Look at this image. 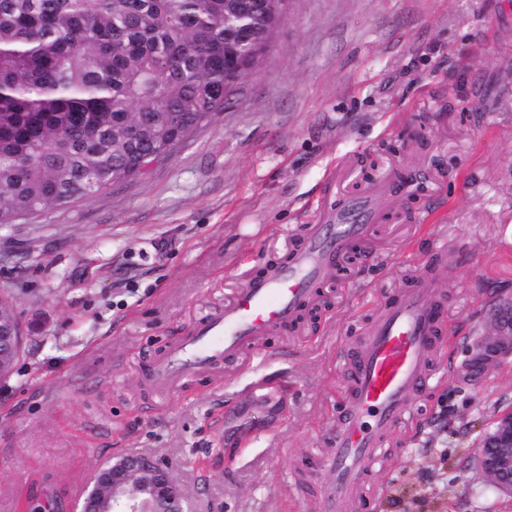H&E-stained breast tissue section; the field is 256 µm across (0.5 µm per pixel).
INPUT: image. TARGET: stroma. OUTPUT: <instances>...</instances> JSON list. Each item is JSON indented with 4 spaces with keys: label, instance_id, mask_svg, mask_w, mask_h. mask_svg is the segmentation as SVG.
Returning <instances> with one entry per match:
<instances>
[{
    "label": "stroma",
    "instance_id": "1",
    "mask_svg": "<svg viewBox=\"0 0 512 512\" xmlns=\"http://www.w3.org/2000/svg\"><path fill=\"white\" fill-rule=\"evenodd\" d=\"M383 188L297 329L154 392L143 364L281 260L319 200ZM434 275L453 338L356 512H512L477 449L512 412V355L473 372L512 302V0H287L269 52L145 174L0 231V294L32 326L0 379V512L139 452L189 512H319L342 364L386 299Z\"/></svg>",
    "mask_w": 512,
    "mask_h": 512
}]
</instances>
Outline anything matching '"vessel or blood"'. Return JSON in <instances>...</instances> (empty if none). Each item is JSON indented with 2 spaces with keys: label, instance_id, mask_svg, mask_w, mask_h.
I'll return each instance as SVG.
<instances>
[{
  "label": "vessel or blood",
  "instance_id": "vessel-or-blood-1",
  "mask_svg": "<svg viewBox=\"0 0 512 512\" xmlns=\"http://www.w3.org/2000/svg\"><path fill=\"white\" fill-rule=\"evenodd\" d=\"M373 211L374 198L366 195L352 214L339 212L333 223L311 225L286 264L249 279L221 312L143 366L150 387L173 391L182 379L234 362L270 332L295 324L325 272L365 236ZM385 307L347 357L344 396L326 439L321 512H353L355 486L384 462L394 428L404 422L413 396L434 378L436 358L448 342L445 302L428 277L416 278Z\"/></svg>",
  "mask_w": 512,
  "mask_h": 512
}]
</instances>
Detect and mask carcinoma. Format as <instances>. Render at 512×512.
<instances>
[{
    "instance_id": "1",
    "label": "carcinoma",
    "mask_w": 512,
    "mask_h": 512,
    "mask_svg": "<svg viewBox=\"0 0 512 512\" xmlns=\"http://www.w3.org/2000/svg\"><path fill=\"white\" fill-rule=\"evenodd\" d=\"M252 0H0V229L112 185L224 107Z\"/></svg>"
}]
</instances>
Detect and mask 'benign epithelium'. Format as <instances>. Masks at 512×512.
I'll use <instances>...</instances> for the list:
<instances>
[{
    "mask_svg": "<svg viewBox=\"0 0 512 512\" xmlns=\"http://www.w3.org/2000/svg\"><path fill=\"white\" fill-rule=\"evenodd\" d=\"M24 331L14 309L0 303V377L17 357ZM512 354V308L498 311L490 336L475 353V365L487 369L502 355ZM479 467L499 491L512 495V412L499 416L478 448ZM123 512H186L185 496L163 459L141 453L125 455L97 468L85 490L82 512H112L121 501Z\"/></svg>",
    "mask_w": 512,
    "mask_h": 512,
    "instance_id": "benign-epithelium-1",
    "label": "benign epithelium"
}]
</instances>
